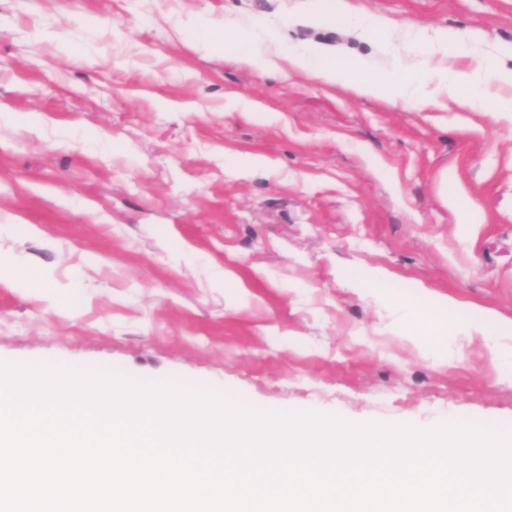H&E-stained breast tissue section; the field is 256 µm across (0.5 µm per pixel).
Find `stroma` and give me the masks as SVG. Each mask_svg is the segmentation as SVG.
I'll list each match as a JSON object with an SVG mask.
<instances>
[{
  "instance_id": "1",
  "label": "stroma",
  "mask_w": 512,
  "mask_h": 512,
  "mask_svg": "<svg viewBox=\"0 0 512 512\" xmlns=\"http://www.w3.org/2000/svg\"><path fill=\"white\" fill-rule=\"evenodd\" d=\"M348 2L512 68V0ZM307 6L0 0V363L512 428V112L361 97L206 35ZM285 37L378 51L333 25ZM423 288L455 305L446 336L395 308Z\"/></svg>"
}]
</instances>
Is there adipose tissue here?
Returning a JSON list of instances; mask_svg holds the SVG:
<instances>
[{
	"label": "adipose tissue",
	"instance_id": "obj_1",
	"mask_svg": "<svg viewBox=\"0 0 512 512\" xmlns=\"http://www.w3.org/2000/svg\"><path fill=\"white\" fill-rule=\"evenodd\" d=\"M292 21L307 26L331 23L352 30L361 39L382 36L385 48L393 51L397 59L396 69L391 72L373 60L353 57L320 44L285 48L278 25L269 20L252 23L243 36L228 26L213 32L212 37L223 41L225 51L236 54L256 69H265L283 58L293 70L315 73L357 95L380 100L415 99L433 85L446 91L449 98L480 109L487 99L490 81L512 85V68L502 67L494 54L474 57L464 70L445 66L436 70L424 68L420 58L424 51L458 58L461 36L391 25L374 15H357L351 12L347 0H318L293 16Z\"/></svg>",
	"mask_w": 512,
	"mask_h": 512
}]
</instances>
